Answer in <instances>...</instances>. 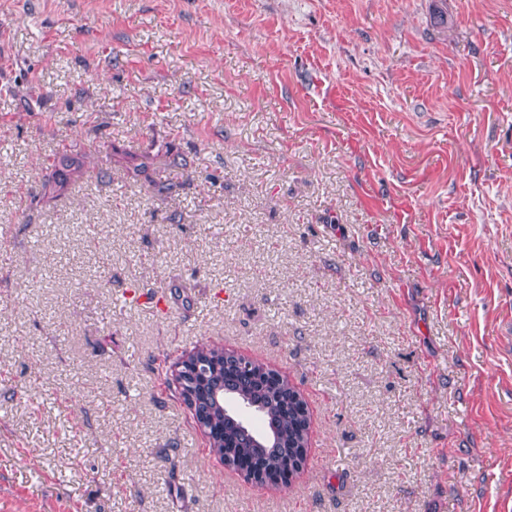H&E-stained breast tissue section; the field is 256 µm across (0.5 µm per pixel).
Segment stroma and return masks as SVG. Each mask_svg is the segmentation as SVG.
I'll return each instance as SVG.
<instances>
[{
    "mask_svg": "<svg viewBox=\"0 0 512 512\" xmlns=\"http://www.w3.org/2000/svg\"><path fill=\"white\" fill-rule=\"evenodd\" d=\"M200 342L307 403L288 486ZM0 512H512V0H0ZM87 157L78 152H59L50 164V171L42 182L43 196L52 198L65 195L84 176L95 177L100 182L111 180L109 168H90ZM218 369L217 362L209 357L188 354L175 364L172 371L173 384L176 386L180 398L191 411L196 424L204 431L205 427L200 417H205V412L199 409L197 413L196 395L198 389L204 387L211 375L216 374ZM242 364L248 370L254 369V372L265 378H277V371L266 368H256L252 363L243 358ZM277 379L259 382L253 377H247L240 374L234 367V361L231 359L224 362L222 374L219 371L218 376L222 377L224 390L235 391L243 398L258 401L265 409L264 417H261L263 423H267V428L275 429L278 435V447L276 448H257L254 444L253 437L260 435L252 426H242L240 422H236L231 417L224 414V404L216 406L213 403L204 400L203 407L206 410L210 427L224 434V444L230 445L228 449H232L234 462L230 454L224 451V457L218 455L216 458L224 465H235L248 481L254 479L263 481V483H271L286 486L291 483L292 478L300 472L306 462L304 454H298L292 460L286 461L282 470L270 473L262 470L243 466L239 461H244L254 467H266L267 469L277 470L281 464L279 460L280 454L284 448L292 449L298 453L300 444L306 445L308 448L309 430H310V413L306 402L301 397L295 386L288 380L287 376L281 375ZM299 394L305 405V412H302L299 401L295 399V395ZM307 413V414H305ZM295 444L298 446L295 447ZM235 469L233 466H228Z\"/></svg>",
    "mask_w": 512,
    "mask_h": 512,
    "instance_id": "1",
    "label": "stroma"
}]
</instances>
